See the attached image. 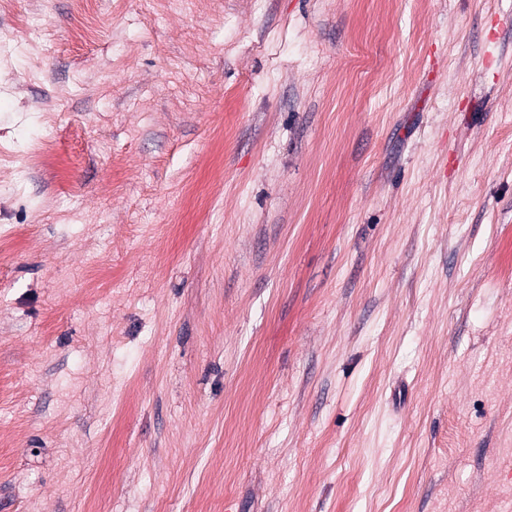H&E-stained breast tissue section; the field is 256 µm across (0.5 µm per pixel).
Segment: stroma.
I'll return each mask as SVG.
<instances>
[{"instance_id":"35a3bbf8","label":"stroma","mask_w":512,"mask_h":512,"mask_svg":"<svg viewBox=\"0 0 512 512\" xmlns=\"http://www.w3.org/2000/svg\"><path fill=\"white\" fill-rule=\"evenodd\" d=\"M10 512H512V0H0Z\"/></svg>"}]
</instances>
